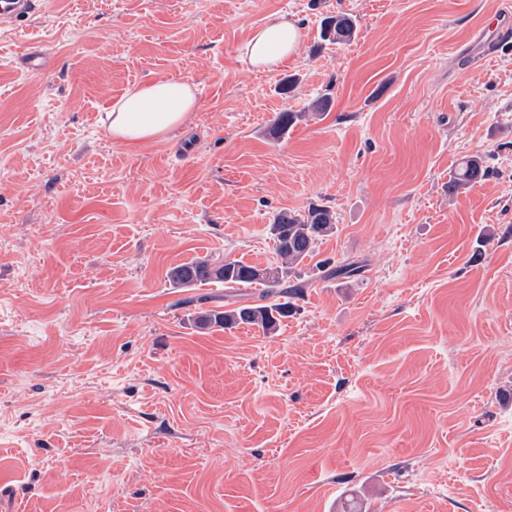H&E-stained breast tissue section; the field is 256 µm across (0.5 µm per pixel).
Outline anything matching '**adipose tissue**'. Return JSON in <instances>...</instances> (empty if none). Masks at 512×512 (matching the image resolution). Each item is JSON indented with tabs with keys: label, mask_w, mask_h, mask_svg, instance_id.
<instances>
[{
	"label": "adipose tissue",
	"mask_w": 512,
	"mask_h": 512,
	"mask_svg": "<svg viewBox=\"0 0 512 512\" xmlns=\"http://www.w3.org/2000/svg\"><path fill=\"white\" fill-rule=\"evenodd\" d=\"M300 30L282 14L270 15L242 48L244 62L255 69L276 70L298 48ZM198 107L192 85L175 79L133 87L105 112L102 124L113 142L134 146L163 139Z\"/></svg>",
	"instance_id": "obj_1"
}]
</instances>
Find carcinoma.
Listing matches in <instances>:
<instances>
[{
    "label": "carcinoma",
    "mask_w": 512,
    "mask_h": 512,
    "mask_svg": "<svg viewBox=\"0 0 512 512\" xmlns=\"http://www.w3.org/2000/svg\"><path fill=\"white\" fill-rule=\"evenodd\" d=\"M356 18L347 13H336L323 19L321 38L331 44H347L357 36ZM331 107V99L322 95L314 99L304 112H282L273 123L270 134L282 138L288 129L311 116H321ZM490 169L480 155H471L448 182V194L453 195L474 183L486 179ZM336 230V216L330 207L312 204L307 211H281L269 225L275 250L281 265L260 269L243 261L197 258L181 263L168 272L169 281L176 287L218 284L225 288L238 286L260 287L258 303L241 305L224 311L205 310L195 314V323L201 329L220 327L231 330L240 325L253 326L268 335L290 313V299L301 292V285L290 282L295 270L312 256L318 242ZM275 297L270 302L268 298Z\"/></svg>",
    "instance_id": "cac0c4a2"
}]
</instances>
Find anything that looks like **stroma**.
I'll return each instance as SVG.
<instances>
[{"label": "stroma", "instance_id": "1", "mask_svg": "<svg viewBox=\"0 0 512 512\" xmlns=\"http://www.w3.org/2000/svg\"><path fill=\"white\" fill-rule=\"evenodd\" d=\"M499 5L43 0L0 25V512H512V43L474 48ZM339 11L356 38L322 43ZM273 13L298 51L258 72ZM165 78L198 111L113 143L103 112ZM477 153L488 179L449 195ZM312 203L336 231L279 330L198 328L256 289L168 270L277 266L274 216ZM299 40L297 24L283 14H273L251 32L242 57L252 68L273 71L296 53ZM331 107V99L328 95H322L314 99L304 112H281L275 119L270 134L274 138H282L288 134V129L297 122L303 121L311 116H322Z\"/></svg>", "mask_w": 512, "mask_h": 512}]
</instances>
